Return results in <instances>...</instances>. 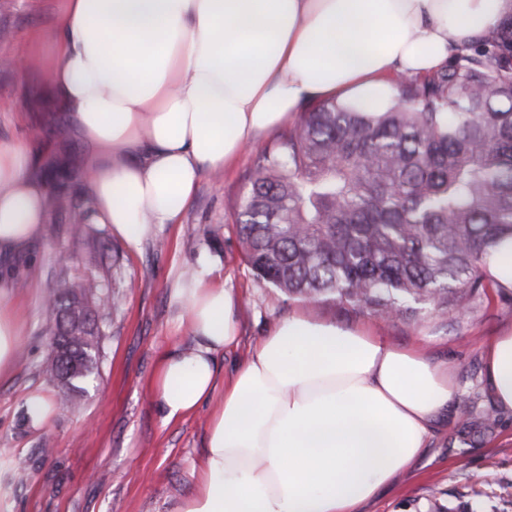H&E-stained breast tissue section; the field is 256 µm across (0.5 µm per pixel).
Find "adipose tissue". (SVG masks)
I'll list each match as a JSON object with an SVG mask.
<instances>
[{
    "mask_svg": "<svg viewBox=\"0 0 512 512\" xmlns=\"http://www.w3.org/2000/svg\"><path fill=\"white\" fill-rule=\"evenodd\" d=\"M21 73L86 146L92 213L128 250L180 223L205 173L316 102L391 105L395 74L429 75L512 17V0H57ZM64 149L0 144V254L39 239L46 174ZM193 343L152 384L165 421L209 406L194 484L176 512H363L425 452L456 394L454 369L421 346L303 310L261 337L229 377L239 298L193 277L173 288ZM512 411V330L483 349Z\"/></svg>",
    "mask_w": 512,
    "mask_h": 512,
    "instance_id": "1",
    "label": "adipose tissue"
}]
</instances>
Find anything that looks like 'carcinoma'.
<instances>
[{"label":"carcinoma","instance_id":"obj_1","mask_svg":"<svg viewBox=\"0 0 512 512\" xmlns=\"http://www.w3.org/2000/svg\"><path fill=\"white\" fill-rule=\"evenodd\" d=\"M396 86L384 111L322 103L261 152L238 239L254 276L290 299L387 319L463 316L495 287L489 247L512 237V18L437 74ZM72 234L97 263L82 225ZM109 303L92 278L62 279L45 302L48 344L64 350L47 376L74 373L73 409L97 374L100 340L62 332L59 311L97 324Z\"/></svg>","mask_w":512,"mask_h":512}]
</instances>
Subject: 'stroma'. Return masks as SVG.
Instances as JSON below:
<instances>
[{
    "instance_id": "35a3bbf8",
    "label": "stroma",
    "mask_w": 512,
    "mask_h": 512,
    "mask_svg": "<svg viewBox=\"0 0 512 512\" xmlns=\"http://www.w3.org/2000/svg\"><path fill=\"white\" fill-rule=\"evenodd\" d=\"M55 4L0 0V143L24 141L42 152L63 145L78 154L82 145L61 122L29 108L42 91L39 74L23 75L16 67L32 34L54 24ZM277 137L270 132L228 170L203 177L180 223L164 225L139 252H129L109 225L95 223L87 230L102 249L99 265L76 259L71 227L90 203L74 180L76 208L51 214L47 235L24 255L0 261V275L17 283L7 304L22 327V356L0 375V448L14 449L28 472L26 481H17L13 461L0 458V512H176L194 482L208 415L202 409L164 421L151 394L164 351L191 342L172 295L176 282L201 276L238 294V343L220 360L227 374L261 336L303 306L254 277L234 220L250 189L247 173ZM65 276L96 278L120 306L101 312L99 374L79 409L58 405L35 429L26 421L25 398L58 397L44 372L50 354L44 301ZM314 311L345 326L371 323L388 342L420 344L430 358L455 368L457 396L432 427L425 454L368 503L367 512H512V412L497 408L482 358L489 338L512 329V292L490 290L463 318L387 321L331 302ZM486 412L496 417L491 428L463 429V418Z\"/></svg>"
}]
</instances>
